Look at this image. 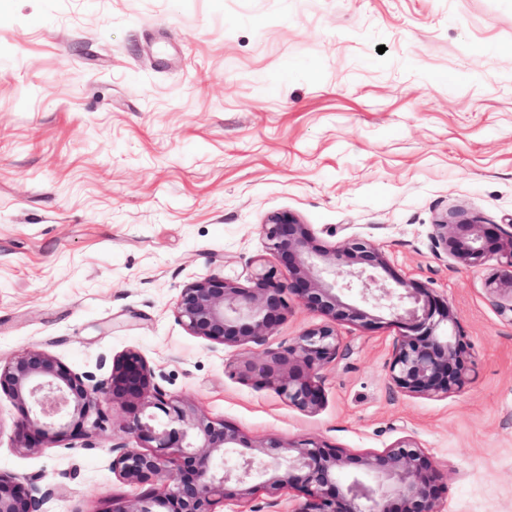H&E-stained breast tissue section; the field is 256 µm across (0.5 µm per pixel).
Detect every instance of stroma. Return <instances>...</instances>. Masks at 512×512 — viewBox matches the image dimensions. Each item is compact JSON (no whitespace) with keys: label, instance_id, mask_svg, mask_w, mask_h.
I'll return each mask as SVG.
<instances>
[{"label":"stroma","instance_id":"stroma-1","mask_svg":"<svg viewBox=\"0 0 512 512\" xmlns=\"http://www.w3.org/2000/svg\"><path fill=\"white\" fill-rule=\"evenodd\" d=\"M512 224V0H0V358L37 348L110 375L135 351L162 388L251 438L351 453L411 438L440 512H512V317L496 260L437 248L446 212ZM290 212L319 243L364 238L447 299L471 381L421 398L389 379L387 324L338 327L307 414L242 377L319 318L291 302L262 343L212 348L178 322L186 285L288 270L259 233ZM89 438L23 452L0 396V472L45 512L148 492L112 471L126 406Z\"/></svg>","mask_w":512,"mask_h":512}]
</instances>
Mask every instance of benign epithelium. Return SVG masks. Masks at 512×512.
I'll use <instances>...</instances> for the list:
<instances>
[{"mask_svg": "<svg viewBox=\"0 0 512 512\" xmlns=\"http://www.w3.org/2000/svg\"><path fill=\"white\" fill-rule=\"evenodd\" d=\"M266 248L288 266L283 282L262 268L246 288L212 274L182 289L178 322L213 346L259 344L295 300L322 318L282 350L265 352L261 377L276 378L288 404L318 410L317 371L336 359L337 325L371 327L388 315L402 325L388 365L393 384L419 397H446L470 380L466 336L447 302L427 288L395 276L384 250L362 238L341 247L316 243L311 229L289 212L260 224ZM433 239L457 263L476 266L494 258L501 285L512 292V229L486 224L476 213L452 211L434 224ZM21 415L16 447L29 452L87 438L103 425L104 402H136L127 429L142 443L112 445V471L139 484L162 482L134 503L111 512H216L228 499L244 500L263 489L270 512H284L277 495H304L292 512H439L443 476L412 439L375 452L354 454L323 441H255L242 431L167 394L137 352L113 359L109 377L76 372L36 349L0 360V394ZM16 478L0 474V512H41L47 495H34Z\"/></svg>", "mask_w": 512, "mask_h": 512, "instance_id": "benign-epithelium-1", "label": "benign epithelium"}]
</instances>
